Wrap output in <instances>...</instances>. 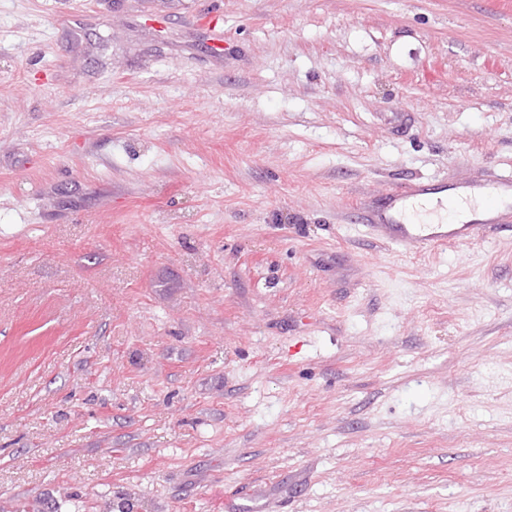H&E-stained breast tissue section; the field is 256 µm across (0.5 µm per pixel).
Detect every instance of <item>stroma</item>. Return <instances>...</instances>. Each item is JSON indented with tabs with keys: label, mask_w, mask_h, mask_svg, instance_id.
Returning <instances> with one entry per match:
<instances>
[{
	"label": "stroma",
	"mask_w": 512,
	"mask_h": 512,
	"mask_svg": "<svg viewBox=\"0 0 512 512\" xmlns=\"http://www.w3.org/2000/svg\"><path fill=\"white\" fill-rule=\"evenodd\" d=\"M510 171L512 0H0V512H512ZM467 194L484 201L488 215L482 224H405L402 220L405 204L411 198L424 194L420 184L398 185L387 190L388 208L381 214L367 215L365 224L371 232L384 236V230L395 227V238L401 245L427 250L440 244H460L479 236L486 229H498L512 219V173L500 175L489 182H473L466 186ZM394 224V225H393ZM440 230V231H438Z\"/></svg>",
	"instance_id": "obj_1"
}]
</instances>
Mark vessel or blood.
I'll use <instances>...</instances> for the list:
<instances>
[{
    "instance_id": "1",
    "label": "vessel or blood",
    "mask_w": 512,
    "mask_h": 512,
    "mask_svg": "<svg viewBox=\"0 0 512 512\" xmlns=\"http://www.w3.org/2000/svg\"><path fill=\"white\" fill-rule=\"evenodd\" d=\"M424 188L419 184L398 185L387 192L389 205L385 212L371 214L366 218L367 226L376 235L385 229L394 228V237L401 245L415 250H427L440 244H460L479 236L486 229H498L512 223V173L501 175L489 182L468 184L469 196L483 200L488 211L483 223L460 224L456 227L435 224H407L403 221L405 204L421 196Z\"/></svg>"
}]
</instances>
